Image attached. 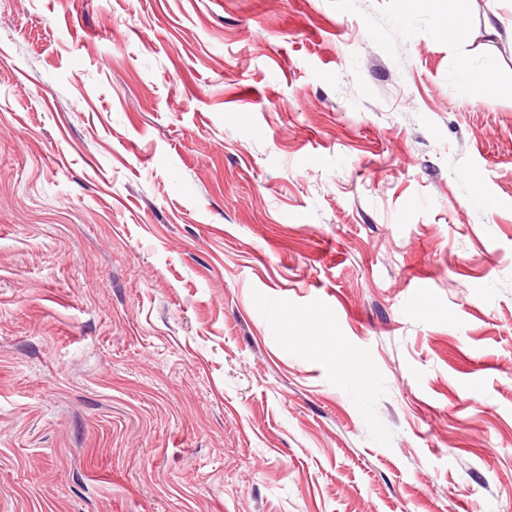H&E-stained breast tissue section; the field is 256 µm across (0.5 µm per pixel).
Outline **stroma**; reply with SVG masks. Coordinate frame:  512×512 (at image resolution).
<instances>
[{
  "label": "stroma",
  "mask_w": 512,
  "mask_h": 512,
  "mask_svg": "<svg viewBox=\"0 0 512 512\" xmlns=\"http://www.w3.org/2000/svg\"><path fill=\"white\" fill-rule=\"evenodd\" d=\"M470 19L0 0V512H512V0ZM407 4L415 3L421 8L431 10L437 18L438 24L448 38L456 43H465L471 39L472 26L470 22L471 0H453V11L448 14L440 12L436 7V0L405 1ZM496 64L493 60H487L481 69L469 78V85L474 99L491 102L501 92L495 78Z\"/></svg>",
  "instance_id": "35a3bbf8"
}]
</instances>
